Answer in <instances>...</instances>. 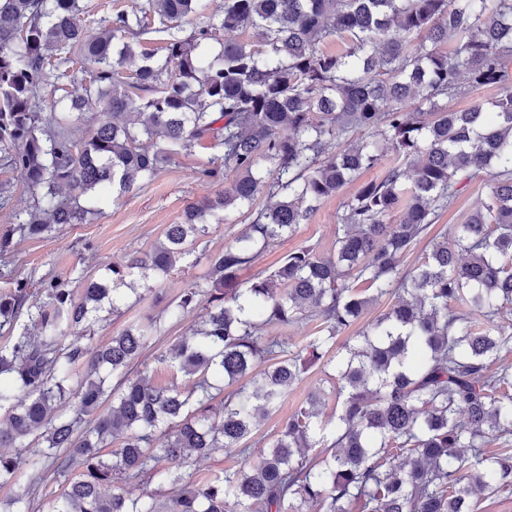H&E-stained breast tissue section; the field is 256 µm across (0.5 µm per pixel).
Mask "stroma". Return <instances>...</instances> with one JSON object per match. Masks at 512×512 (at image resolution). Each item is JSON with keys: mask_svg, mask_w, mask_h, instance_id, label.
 Segmentation results:
<instances>
[{"mask_svg": "<svg viewBox=\"0 0 512 512\" xmlns=\"http://www.w3.org/2000/svg\"><path fill=\"white\" fill-rule=\"evenodd\" d=\"M217 153V148L208 145L194 147L190 153L179 154L171 163L165 164L152 182L132 192L118 195L111 188L102 189V211L91 216L89 223L68 225L41 239L16 240L11 253L0 256V291L7 288L4 276L8 273L27 279L35 286L46 277L74 283L80 277H97L108 267L124 265L132 253L151 251L163 241L166 226L178 222L188 204L214 196L221 190V183L202 174ZM381 172L378 166L369 169L360 175L358 181L322 200L294 235L274 241L262 251L242 272L241 281L270 274L280 266L288 252L304 246L313 248L320 255L335 252L338 215L342 214L361 183L377 178ZM491 186L492 178L486 173L461 181L451 205L439 211L432 234L449 235L454 225L466 223L475 209L487 201ZM207 270L208 264L204 261L193 267L180 262L169 274L150 277L146 288L127 294L119 313H103L95 327V342L107 340L130 324L160 317L166 304L177 298L184 288L203 282ZM196 318V313L190 312L178 325L162 320L154 344L142 357L155 385L170 383L172 372L160 356ZM326 386L320 370L305 374L289 389L259 431L252 435V442H268L310 392Z\"/></svg>", "mask_w": 512, "mask_h": 512, "instance_id": "35a3bbf8", "label": "stroma"}]
</instances>
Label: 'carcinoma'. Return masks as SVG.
<instances>
[{
	"mask_svg": "<svg viewBox=\"0 0 512 512\" xmlns=\"http://www.w3.org/2000/svg\"><path fill=\"white\" fill-rule=\"evenodd\" d=\"M207 11L206 0H146L91 34L79 0H0V165L24 175L32 198L13 209L0 255L16 236L86 223L102 188H139L204 142L220 155L202 174L232 177L125 266L79 289L48 277L34 293L16 278L0 297V486L28 476L13 512H34L53 483L61 493L46 512H478V495L512 490V325L498 320L512 306V89L463 112L440 99L462 93L464 75L507 81L512 0H224L218 19L183 34L186 18ZM154 18L168 35L162 65L140 40ZM236 31L250 36L207 52ZM335 38L347 43L341 53L325 50ZM78 63L89 69L82 97L42 96L51 75L77 80ZM93 109L105 119L87 128ZM388 151L397 161L337 217L335 253L298 249L241 286L261 251ZM482 172L493 176L488 201L404 268L435 212ZM263 193L272 203L208 256L207 286L164 309L178 323L202 308L161 356L181 380L157 387L132 372L160 331L155 319L85 343L99 312L118 310L127 278L194 265L188 237ZM399 207L402 219L387 223ZM387 295L389 310L336 347ZM22 308L32 332L15 331ZM303 317L316 333L301 350L264 335ZM332 363L342 401L323 457L309 455L324 441L315 393L252 467L182 471L214 448L252 455L245 440L288 389ZM143 477L179 492L161 501L120 487Z\"/></svg>",
	"mask_w": 512,
	"mask_h": 512,
	"instance_id": "obj_1",
	"label": "carcinoma"
}]
</instances>
